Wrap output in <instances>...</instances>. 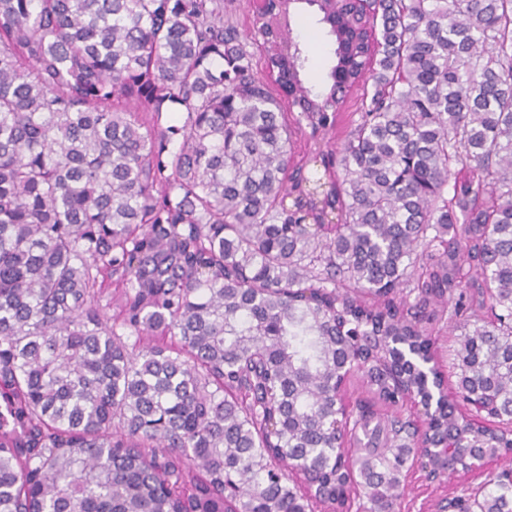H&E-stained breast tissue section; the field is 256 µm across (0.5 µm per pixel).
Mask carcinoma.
Returning <instances> with one entry per match:
<instances>
[{
    "mask_svg": "<svg viewBox=\"0 0 512 512\" xmlns=\"http://www.w3.org/2000/svg\"><path fill=\"white\" fill-rule=\"evenodd\" d=\"M306 6L320 89L261 8L0 0V512H395L450 330L429 441L512 448V0ZM319 16L313 8L307 6L291 15L293 36L305 47L310 62L302 72L301 78L308 85L320 86L326 74L332 47L324 35V25L318 23Z\"/></svg>",
    "mask_w": 512,
    "mask_h": 512,
    "instance_id": "obj_1",
    "label": "carcinoma"
}]
</instances>
